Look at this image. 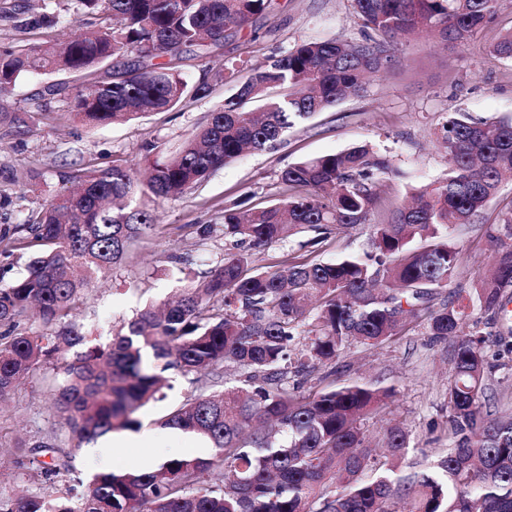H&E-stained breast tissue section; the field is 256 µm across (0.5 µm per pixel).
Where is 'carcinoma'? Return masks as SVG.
<instances>
[{
	"label": "carcinoma",
	"mask_w": 512,
	"mask_h": 512,
	"mask_svg": "<svg viewBox=\"0 0 512 512\" xmlns=\"http://www.w3.org/2000/svg\"><path fill=\"white\" fill-rule=\"evenodd\" d=\"M61 0H39L43 19L60 22ZM74 14L102 13L107 23L68 42L0 45V98L22 79L59 72L89 82L71 108L92 126L129 122L171 110L208 84L189 85L181 63L268 13L272 0H69ZM505 0H351L360 40L305 41L255 71L206 122L167 154L143 146L150 176L143 194L180 197L247 150L278 144L289 130L350 96L366 78L397 62L402 41L426 34L469 43ZM30 10L28 0H0V18ZM512 61V30L488 47ZM117 59L119 63L112 64ZM38 103L0 112L17 135L42 114ZM438 139L448 156L443 176L414 190L412 201L378 210L392 157L372 144L289 163L278 175L283 195L266 206L224 207L219 230L224 263L157 312L120 324L107 346L91 343L72 311L83 292L121 264L152 228L151 213L132 205L134 170L121 163L84 170L75 188L47 200L22 224L0 233V252L27 257L26 274L0 288V400L43 368L51 407L66 436L55 433L30 452L50 456L37 476L67 483L84 444L133 429L134 415L160 391L156 370L196 373L197 393L161 426L208 440L215 458L170 457L151 470L101 471L86 487L53 499L30 492L3 499L0 512H512V417L492 409L485 384L483 333L463 329L479 309L512 335V207L486 230L490 268L454 299L443 296L460 265L450 239L456 224L482 221L503 182H512V119L447 115ZM363 226L367 247L323 261L304 252L270 267L253 252L315 233L318 246ZM35 315L38 330L16 333ZM425 324L454 337V373L446 454L403 470L408 433L384 430V452L365 444L361 422L389 390L341 383L302 394L307 376L330 368L357 344L379 345ZM83 350L76 351L74 347ZM239 374L221 393L211 388L224 366ZM293 388H288V379ZM228 472L213 478L216 462Z\"/></svg>",
	"instance_id": "carcinoma-1"
}]
</instances>
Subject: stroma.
Returning <instances> with one entry per match:
<instances>
[{
  "label": "stroma",
  "mask_w": 512,
  "mask_h": 512,
  "mask_svg": "<svg viewBox=\"0 0 512 512\" xmlns=\"http://www.w3.org/2000/svg\"><path fill=\"white\" fill-rule=\"evenodd\" d=\"M510 29L512 6H506L466 46H445L425 35L408 39L399 47V64L375 78L364 96L317 114L288 132L275 149L246 154L215 171L198 190L151 204L153 229L126 263L99 278L86 293L76 315L83 333L93 342L108 344L113 328L123 320L160 305L200 273L222 265L223 236L199 239L197 225L221 223L225 206L240 199L253 203L280 199L278 172L288 163L370 142L387 150L397 168L387 183L388 198L402 200L412 188L440 177L448 161L437 148L436 133L446 114L512 117V62L486 54L488 45ZM359 36L350 0H278L272 13L223 47L184 61L182 72L189 84L207 80L209 92L204 98H189L175 110L102 127L82 123L71 110L68 94L46 98L47 116L30 124L25 134L16 136L0 127V225L22 223L33 209L70 187L76 169L115 160L144 167L142 147L148 143L175 151L211 110L235 92L236 83L224 80V68L231 62H239L236 82H243L267 57L297 43ZM511 207L512 183H508L485 209L483 223L454 226L451 238L461 251L456 287H471L478 271L491 263L493 247L485 227ZM172 254L183 256V263H169ZM470 319L480 324L485 335L483 352L490 365L487 392L495 397L500 414L512 415V353L499 341L486 314L476 310ZM452 374L450 341L434 340L421 327L375 347H352L336 362L337 380L391 389L387 406L367 418L363 431L370 445L377 447L384 428L403 426L409 434L406 460L410 463L433 461L447 451ZM166 379V399L148 403L137 414L141 428L154 433L152 447L128 444L101 449L94 456L78 452L72 460L77 476L86 481L103 470L130 472L146 459L156 465L186 454L214 458L212 446L199 436L160 427V418L196 390L193 375L170 371ZM57 428L41 376L28 380L0 404V496L23 489L56 494L55 484L31 479L9 450L31 446Z\"/></svg>",
  "instance_id": "stroma-1"
}]
</instances>
